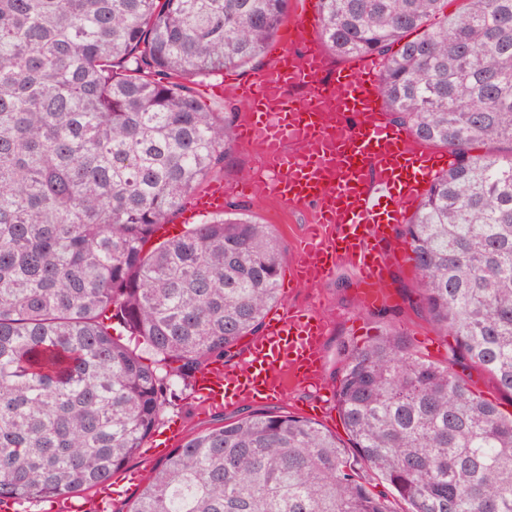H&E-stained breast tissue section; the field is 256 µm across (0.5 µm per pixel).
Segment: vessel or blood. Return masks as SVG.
Instances as JSON below:
<instances>
[{
	"instance_id": "obj_1",
	"label": "vessel or blood",
	"mask_w": 512,
	"mask_h": 512,
	"mask_svg": "<svg viewBox=\"0 0 512 512\" xmlns=\"http://www.w3.org/2000/svg\"><path fill=\"white\" fill-rule=\"evenodd\" d=\"M315 22L314 0H305L289 22L301 62L290 61L289 46H274L268 68L237 90L244 109L240 135L262 148L241 186L308 213L310 226L289 273L295 286L318 285L346 263L362 277L363 303L374 306L386 296L393 227L404 223L448 160L419 151L409 132L388 120L378 56L359 55L328 72L320 44L306 39ZM331 94L341 112L333 130L320 123L322 102ZM325 140L335 141V149L316 150ZM224 192L216 183L196 195L190 217L223 211ZM324 339L316 309L283 304L249 339L239 361L210 364L195 376L192 396L202 408L229 409L245 401L284 400L291 387L320 389ZM140 479L136 471L116 473L111 486L98 490L97 507L108 506Z\"/></svg>"
}]
</instances>
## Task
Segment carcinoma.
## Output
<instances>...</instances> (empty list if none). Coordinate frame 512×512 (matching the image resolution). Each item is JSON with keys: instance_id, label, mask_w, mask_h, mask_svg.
Here are the masks:
<instances>
[{"instance_id": "obj_1", "label": "carcinoma", "mask_w": 512, "mask_h": 512, "mask_svg": "<svg viewBox=\"0 0 512 512\" xmlns=\"http://www.w3.org/2000/svg\"><path fill=\"white\" fill-rule=\"evenodd\" d=\"M318 2L325 46L379 56L393 122L453 158L402 224L451 357L395 328L344 340L347 445L245 408L177 445L129 512H392L349 448L408 512H512V415L453 369L512 395V0L450 16L448 0ZM287 4L0 0V499L110 485L179 384L262 330L284 251L271 225L224 212L146 245L230 156L236 113L189 82L250 63ZM454 369L467 381L471 388L489 399L501 403V409L506 413H512V403L509 395L499 391L490 376L482 369L461 361L454 366Z\"/></svg>"}]
</instances>
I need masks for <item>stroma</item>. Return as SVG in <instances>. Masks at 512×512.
<instances>
[{
	"label": "stroma",
	"mask_w": 512,
	"mask_h": 512,
	"mask_svg": "<svg viewBox=\"0 0 512 512\" xmlns=\"http://www.w3.org/2000/svg\"><path fill=\"white\" fill-rule=\"evenodd\" d=\"M269 65L268 55H261L245 66L225 70L223 73L198 79L193 89L197 96L213 111L224 109V96L212 93L211 87L224 83L231 88L255 78ZM246 214L262 224L273 225L282 238L285 251L284 267H291L296 256V244L304 234L308 216L297 210H285L274 200L254 195L243 203ZM406 247L396 252L397 262L389 275L386 302L368 307L361 303L359 294V274L347 265L339 266L334 278L328 279L315 288H296L288 293L289 303L302 307H316L328 324V332L323 347L324 373H331L336 364V345L342 340L365 342L382 332L385 328H397L407 333L413 342L419 343L422 353L431 359L448 358L449 351L445 343L436 342L437 331L430 322L427 313L418 305L414 290L415 271L407 260ZM345 278L344 286H337V278ZM191 386H180L179 396L166 408L165 420L181 419L185 425V434H192L220 424L229 417L226 409L204 411L191 399Z\"/></svg>",
	"instance_id": "35a3bbf8"
}]
</instances>
